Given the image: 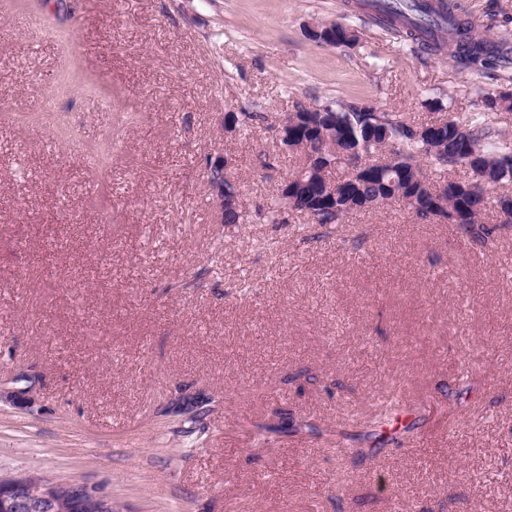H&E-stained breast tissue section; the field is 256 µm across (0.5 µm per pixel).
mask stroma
Returning <instances> with one entry per match:
<instances>
[{
  "label": "stroma",
  "mask_w": 512,
  "mask_h": 512,
  "mask_svg": "<svg viewBox=\"0 0 512 512\" xmlns=\"http://www.w3.org/2000/svg\"><path fill=\"white\" fill-rule=\"evenodd\" d=\"M450 2L512 38V0ZM353 3L0 0V477L119 512H512V226L257 214L301 163L272 129L296 105L429 121L512 91ZM329 21L358 42L307 37ZM224 156L244 224L215 218ZM395 390L413 430L365 437Z\"/></svg>",
  "instance_id": "1"
}]
</instances>
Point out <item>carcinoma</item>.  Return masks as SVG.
<instances>
[{
	"mask_svg": "<svg viewBox=\"0 0 512 512\" xmlns=\"http://www.w3.org/2000/svg\"><path fill=\"white\" fill-rule=\"evenodd\" d=\"M384 28L403 37L415 52L447 55L462 72L512 66V44L477 34L472 22L455 15L445 0H359ZM482 111L448 115L418 123L362 100L325 101L324 111L304 106L288 114V145L299 147L302 166L288 184L300 213L322 226L341 224L350 215L398 203L422 222L459 218L473 241L490 233L482 221L500 212L496 189L512 185V139L495 123L512 112V93H485ZM429 160L437 177L421 165ZM466 167L467 181L442 178ZM342 170L337 179L333 170ZM247 220L240 204H224V224Z\"/></svg>",
	"mask_w": 512,
	"mask_h": 512,
	"instance_id": "obj_1",
	"label": "carcinoma"
}]
</instances>
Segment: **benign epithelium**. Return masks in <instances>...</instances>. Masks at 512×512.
Masks as SVG:
<instances>
[{
  "label": "benign epithelium",
  "instance_id": "1",
  "mask_svg": "<svg viewBox=\"0 0 512 512\" xmlns=\"http://www.w3.org/2000/svg\"><path fill=\"white\" fill-rule=\"evenodd\" d=\"M218 223H224V183L211 185ZM94 507L113 512L112 497L100 488L82 482L42 481L34 484L27 476L0 478V512H82Z\"/></svg>",
  "mask_w": 512,
  "mask_h": 512
}]
</instances>
